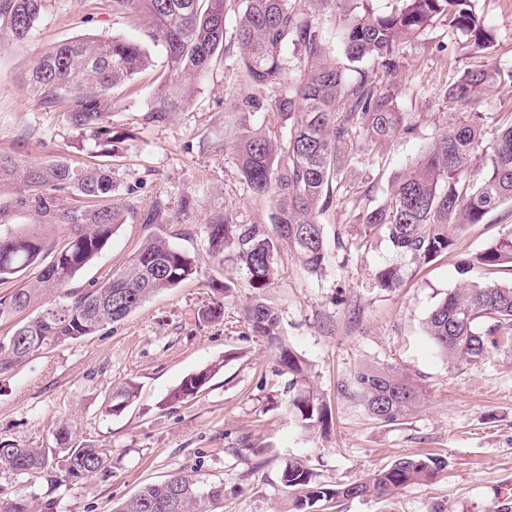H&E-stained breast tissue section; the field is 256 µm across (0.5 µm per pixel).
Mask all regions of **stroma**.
<instances>
[{"instance_id":"stroma-1","label":"stroma","mask_w":512,"mask_h":512,"mask_svg":"<svg viewBox=\"0 0 512 512\" xmlns=\"http://www.w3.org/2000/svg\"><path fill=\"white\" fill-rule=\"evenodd\" d=\"M498 40L499 64L512 65V0H479ZM242 0H232L225 21L224 54L198 82L185 109L162 123H148L165 75L166 51L150 28L114 0H44L28 39L17 43L0 25V152L43 163L64 157L87 165L91 140L74 128L63 109L37 104L25 76L55 44L84 35L139 41L151 65L112 91V129L118 140L113 197L124 222L103 251L71 284L81 290L122 268L142 242L166 238L194 256L197 279L147 301L125 320L98 333L42 352L0 376V439L40 446L68 423L77 437L99 440L112 452V469L86 489L51 488L45 480L16 478L0 470V484L33 489L55 501L53 512H111L142 485L173 473L223 482V512H275L286 497L280 474L294 458L306 460L317 481L347 484L395 459L431 452L447 466L431 482L409 485L388 497L317 503L313 512H512L498 485L512 477V351L449 368L423 331L430 311L462 285L485 280L466 269L474 254L512 234V205L466 226L448 255L423 265L395 253L380 237L364 235L355 222L361 188L380 203L392 175L431 141L448 106L441 87L449 64L469 67L459 34L437 24L403 47L397 77L400 102L416 124L384 159L350 166L344 189L320 221L328 253L311 273L289 252L275 256L277 277L268 296L280 318L281 337L309 364L310 375L331 410L326 432L302 433L288 410V377L243 316L251 299L248 272L232 260L212 259L206 226L231 212L235 223L265 224L267 200L254 199L230 147L243 117L238 102L252 92L237 67L234 39ZM23 187L0 190V232L34 230L61 242L67 212L83 200L59 194L54 216L21 204ZM400 266L403 285L376 288L372 274ZM229 282L224 318L210 323L200 313L211 304V286ZM219 370L195 398L166 405L168 393L188 374L210 365ZM396 369L415 381L420 398L394 423L368 414L352 380L361 368ZM138 386L135 402L117 415L104 412L110 389Z\"/></svg>"}]
</instances>
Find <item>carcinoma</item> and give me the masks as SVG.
Here are the masks:
<instances>
[{
	"label": "carcinoma",
	"instance_id": "cac0c4a2",
	"mask_svg": "<svg viewBox=\"0 0 512 512\" xmlns=\"http://www.w3.org/2000/svg\"><path fill=\"white\" fill-rule=\"evenodd\" d=\"M230 0H116L118 6L146 15L164 43L168 74L146 119L161 122L186 103L193 82L208 72L224 52L226 9ZM352 0H245L235 32L239 66L256 91L279 90L269 106L288 120L285 141L272 139L241 124L232 149L252 194L272 202L271 225L236 224L229 215L207 225V251L223 259L232 249L237 264L250 275L253 297L244 308L251 331L274 350L278 372L288 375V407L298 428L309 432L329 423L328 407L314 388L301 355L282 344L280 321L267 298L275 280V255L288 245L311 273L327 255L320 216L333 205L334 187L359 156L352 133L363 134L370 152L388 153L398 138L416 131L396 90L401 67L400 45L438 22L464 38L462 48L485 54L497 47L478 0H399L384 14L363 2L362 11L346 19L338 37L342 61H326V45L306 9L335 16ZM43 0H4L5 27L14 40L25 39L38 21ZM290 44L300 58H286ZM149 65L144 47L128 38L82 37L53 46L32 67L29 84L42 106H61L70 123L89 133L100 156L114 155L112 88ZM450 112L432 143L392 180L385 201L365 205L355 215L369 233L384 238L394 252L428 264L448 254L455 232L480 224L503 204L512 203V113L501 119L496 138L484 143V96L512 93V69L484 64L463 70L450 67L443 85ZM20 182L29 201L51 214L55 193L73 191L86 206L66 221L73 233L57 247L37 233H0V284L51 260L17 288L0 296V322L12 323L0 335V375L70 340L96 334L106 324L125 320L148 299L199 274L197 260L161 237L149 238L129 263L105 282L73 295L66 288L93 261L121 225L112 205V167L95 163L76 169L61 157L48 163L27 162L0 153V188ZM512 265V234L491 243L468 262L489 274ZM376 287L402 286L401 269L376 268ZM448 367L475 364L491 350L512 349V281L487 280L449 293L423 323ZM219 365L187 375L167 396L175 405L198 396ZM354 386L370 415L383 423L404 417L416 399L415 384L396 370L365 368ZM137 396V385L124 382L105 399V412L124 411ZM111 450L95 439H77L67 424L52 442L32 448L0 440V468L17 476L50 483L88 484L104 476ZM447 466L432 453L402 457L365 479L327 487L298 460L288 463L280 481L288 498L279 512H307L320 501L386 496L433 478ZM224 502V483L202 484L192 475L174 473L147 484L119 502L113 512H217ZM34 494L0 488V512H48Z\"/></svg>",
	"mask_w": 512,
	"mask_h": 512
}]
</instances>
